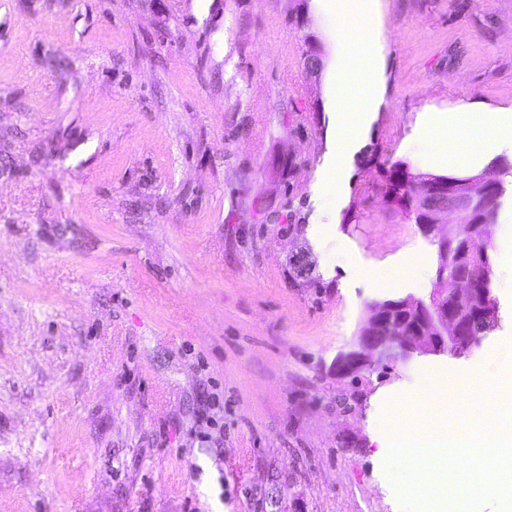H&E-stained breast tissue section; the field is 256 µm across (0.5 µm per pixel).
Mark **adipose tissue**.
Here are the masks:
<instances>
[{"instance_id": "obj_1", "label": "adipose tissue", "mask_w": 512, "mask_h": 512, "mask_svg": "<svg viewBox=\"0 0 512 512\" xmlns=\"http://www.w3.org/2000/svg\"><path fill=\"white\" fill-rule=\"evenodd\" d=\"M340 20L336 45V139L338 150L330 171L335 187L347 178L346 161L373 116L381 94L383 43L379 35L377 0H324ZM422 134L432 149L431 168L460 166L480 170L494 156L512 155V106L490 109L473 103L447 112H428Z\"/></svg>"}]
</instances>
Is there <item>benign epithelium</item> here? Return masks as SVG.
I'll use <instances>...</instances> for the list:
<instances>
[{"label": "benign epithelium", "mask_w": 512, "mask_h": 512, "mask_svg": "<svg viewBox=\"0 0 512 512\" xmlns=\"http://www.w3.org/2000/svg\"><path fill=\"white\" fill-rule=\"evenodd\" d=\"M404 183L421 185L417 198V212L424 213L423 229L434 233L440 226L438 216L448 213L456 223L446 225L439 239V256L442 265L463 263L467 271L456 275L453 285L437 276L426 305L415 299L386 301L373 309L359 332L358 348L343 354L336 361V376L356 379L369 370L370 355L379 359L394 358L393 349L403 355L439 353L450 348L467 351L476 343L474 327L497 318L496 302L474 281L475 269L473 242L489 238V225L467 224L477 197L493 189V181L480 174L458 179L446 175L417 178L400 171Z\"/></svg>", "instance_id": "benign-epithelium-1"}]
</instances>
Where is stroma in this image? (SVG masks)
Returning a JSON list of instances; mask_svg holds the SVG:
<instances>
[{
    "mask_svg": "<svg viewBox=\"0 0 512 512\" xmlns=\"http://www.w3.org/2000/svg\"><path fill=\"white\" fill-rule=\"evenodd\" d=\"M380 15L383 98L336 210L313 191L336 151L322 0H0V512H403L375 457L398 406L458 440L498 411L506 154L495 326L335 373L377 304L436 282L437 237L386 196L393 164L426 170L420 114L512 105V0Z\"/></svg>",
    "mask_w": 512,
    "mask_h": 512,
    "instance_id": "35a3bbf8",
    "label": "stroma"
}]
</instances>
